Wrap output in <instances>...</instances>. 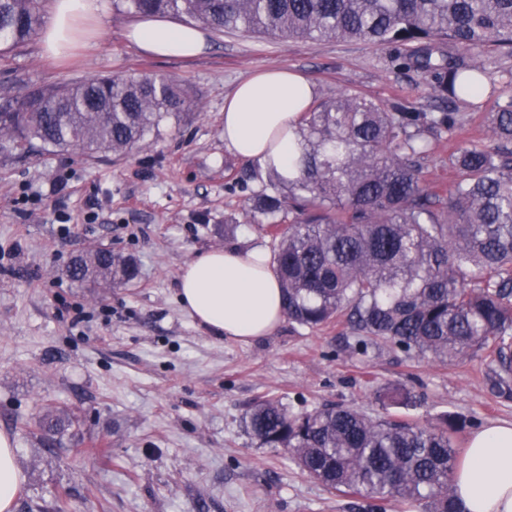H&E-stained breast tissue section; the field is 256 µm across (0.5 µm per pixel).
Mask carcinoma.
<instances>
[{"mask_svg":"<svg viewBox=\"0 0 512 512\" xmlns=\"http://www.w3.org/2000/svg\"><path fill=\"white\" fill-rule=\"evenodd\" d=\"M135 14H169L219 33L306 40L355 39L406 47L404 68L428 72L446 104L482 98L472 59L512 49V0H117ZM43 22L42 0H0V43L28 40ZM191 97L177 80L143 73L36 87L0 110V144L21 150L78 149L87 157L128 153ZM458 112H411L353 93L312 106L297 130L298 174L274 166L249 198L253 222L280 238L273 266L288 320L318 328L343 319L355 348L392 343L449 365L490 358L495 392L512 398V89L497 97L489 128L495 151L457 139ZM448 136L454 178L439 192L423 170L433 142ZM292 224L281 228L288 214ZM79 282L126 283L132 260L103 248L68 269ZM387 411L373 418L340 405L294 415L270 397L247 426L284 448L299 468L336 494L384 503L425 502L462 512L452 482L455 434L448 415L423 427L393 414L413 399L383 388Z\"/></svg>","mask_w":512,"mask_h":512,"instance_id":"carcinoma-1","label":"carcinoma"}]
</instances>
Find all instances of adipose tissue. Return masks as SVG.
Wrapping results in <instances>:
<instances>
[{
    "instance_id": "obj_1",
    "label": "adipose tissue",
    "mask_w": 512,
    "mask_h": 512,
    "mask_svg": "<svg viewBox=\"0 0 512 512\" xmlns=\"http://www.w3.org/2000/svg\"><path fill=\"white\" fill-rule=\"evenodd\" d=\"M102 9L101 0H53L43 30L46 54H61L76 22ZM129 37L163 57L194 56L205 48L198 28L166 20L140 21ZM313 99V85L303 75L281 68L258 71L224 100L225 146L239 157L275 165L284 177L294 176L300 150L288 131ZM179 298L201 325L241 342L270 334L285 317L277 277L258 245L194 255L180 271ZM24 481L15 439L0 431V512H14ZM453 483L464 512H512V423L472 433Z\"/></svg>"
}]
</instances>
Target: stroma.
Masks as SVG:
<instances>
[{"mask_svg":"<svg viewBox=\"0 0 512 512\" xmlns=\"http://www.w3.org/2000/svg\"><path fill=\"white\" fill-rule=\"evenodd\" d=\"M104 2L59 58L38 35L0 46V107L35 86L142 73L178 80L193 104L132 155L0 150V431L15 437L26 475L16 512H354L248 431L262 397L295 414L339 404L377 416L375 391L403 386L415 397L406 418L466 420L461 449L482 426L512 422L485 357L442 367L393 346L359 353L345 325L286 320L243 343L200 326L178 295L197 252L278 246L234 187L260 164L224 145V99L240 82L281 67L305 75L318 102L349 92L427 111L441 105L429 74L399 69L393 47L212 30L200 55L159 58L127 40L136 15ZM479 62L493 96L455 109L469 117L465 139L487 146L485 115L512 87V51L491 47ZM97 246L132 259L137 277L72 281L71 258ZM50 415L67 424L44 442Z\"/></svg>","mask_w":512,"mask_h":512,"instance_id":"35a3bbf8","label":"stroma"}]
</instances>
